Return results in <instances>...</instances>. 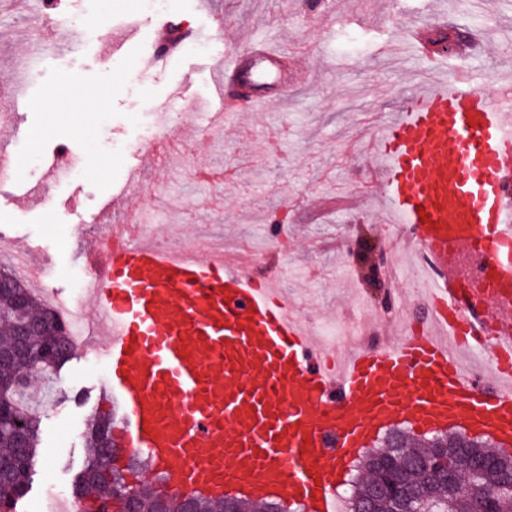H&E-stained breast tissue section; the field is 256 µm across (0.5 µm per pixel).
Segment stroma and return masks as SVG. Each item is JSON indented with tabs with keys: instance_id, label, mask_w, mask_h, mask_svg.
Returning <instances> with one entry per match:
<instances>
[{
	"instance_id": "1",
	"label": "stroma",
	"mask_w": 512,
	"mask_h": 512,
	"mask_svg": "<svg viewBox=\"0 0 512 512\" xmlns=\"http://www.w3.org/2000/svg\"><path fill=\"white\" fill-rule=\"evenodd\" d=\"M447 27L476 34L481 50L440 52L444 68L466 71L486 91L512 79V8L485 14L440 0ZM430 0H170L161 14L140 0H58L55 14L18 21L0 0V103L17 112L8 146L15 177L0 183V232L20 239L44 267L46 294L71 299L94 245L95 214L104 223L138 219L154 235L181 243L202 231L222 236L233 261L253 258V273L275 279L330 344L340 327L362 336H397V315L413 294L415 252L391 238L370 149L390 114L421 77L418 62L392 60L406 50L407 28L426 23ZM91 11L108 18L104 38L67 57L33 58L32 41L74 38L54 21ZM209 27V51L181 49L153 60L160 24ZM361 34L342 50L338 35ZM265 40L297 49L288 80L260 81L258 106L206 122L218 110L215 63ZM167 124L174 148L155 161L137 153ZM83 174L67 176L72 166ZM131 187L132 197L122 188ZM335 240V251L321 248ZM100 352H73L54 374L59 396L41 408V443L28 491L14 512H62L51 490H72L89 447L87 427L106 410Z\"/></svg>"
}]
</instances>
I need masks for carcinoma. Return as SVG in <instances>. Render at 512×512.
<instances>
[{
  "label": "carcinoma",
  "mask_w": 512,
  "mask_h": 512,
  "mask_svg": "<svg viewBox=\"0 0 512 512\" xmlns=\"http://www.w3.org/2000/svg\"><path fill=\"white\" fill-rule=\"evenodd\" d=\"M69 339L48 305L10 270H0V512H13L27 493L40 445V423L28 402L30 373L52 378L70 356ZM87 436L90 455L74 497L92 512L106 490L112 512H154L155 500L166 495L168 512H181L182 499L159 485L137 479L135 455L123 456L112 436V419L98 415ZM386 448L363 455L366 477L354 483L348 512L368 506L372 512H512V454L473 437L457 445L453 433L416 438L393 429ZM431 448L444 451L448 471L460 482L448 486L443 475L424 463ZM238 512H290L284 505L234 500Z\"/></svg>",
  "instance_id": "obj_1"
}]
</instances>
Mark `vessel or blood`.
Segmentation results:
<instances>
[{"label":"vessel or blood","instance_id":"b4317fda","mask_svg":"<svg viewBox=\"0 0 512 512\" xmlns=\"http://www.w3.org/2000/svg\"><path fill=\"white\" fill-rule=\"evenodd\" d=\"M289 60L263 45L225 59L222 107L246 97L245 67L278 81ZM374 150L390 221L425 256L429 313L420 329L344 357L249 265L102 225L122 237L85 256L103 388L121 446L167 492L287 495L336 512L337 476L399 416L422 428L462 420L512 443V82L491 95L469 74L442 76L410 95ZM462 253L494 290L484 304L463 285ZM489 328L493 358L462 353Z\"/></svg>","mask_w":512,"mask_h":512}]
</instances>
